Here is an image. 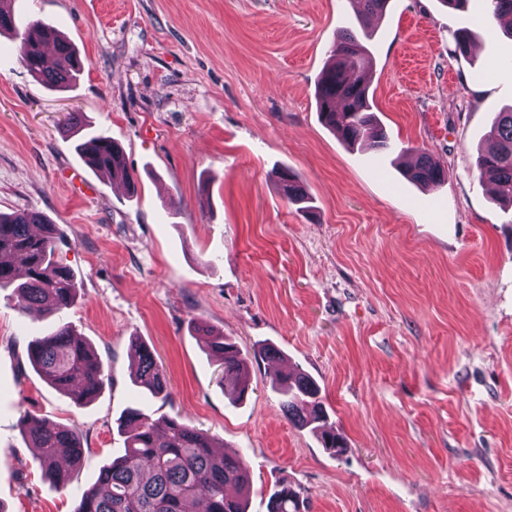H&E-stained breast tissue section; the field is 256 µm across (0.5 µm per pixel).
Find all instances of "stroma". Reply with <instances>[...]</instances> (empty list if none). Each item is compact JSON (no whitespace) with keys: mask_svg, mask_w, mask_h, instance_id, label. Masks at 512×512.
<instances>
[{"mask_svg":"<svg viewBox=\"0 0 512 512\" xmlns=\"http://www.w3.org/2000/svg\"><path fill=\"white\" fill-rule=\"evenodd\" d=\"M17 19L63 34L84 62L50 89L0 36V212L55 224V259L77 276L62 317L18 313L0 290V505L74 512L119 455L130 406L204 430L253 472L249 512L280 484L301 512H512V209L476 168L496 114L512 105V40L485 0H389L371 22L369 98L395 146H347L318 118L316 82L350 0H8ZM468 28L467 56L453 34ZM81 133L121 145L138 190L93 172ZM447 173L422 186L419 152ZM290 168L308 192L288 200ZM79 172L93 190L72 194ZM68 322L109 375L76 404L26 361L30 336ZM205 321L250 368L243 400L193 333ZM148 345L167 399L133 383ZM280 350L277 363L261 353ZM298 368L321 388L343 451L288 422L269 383ZM75 431L65 486L19 433L22 416Z\"/></svg>","mask_w":512,"mask_h":512,"instance_id":"obj_1","label":"stroma"}]
</instances>
